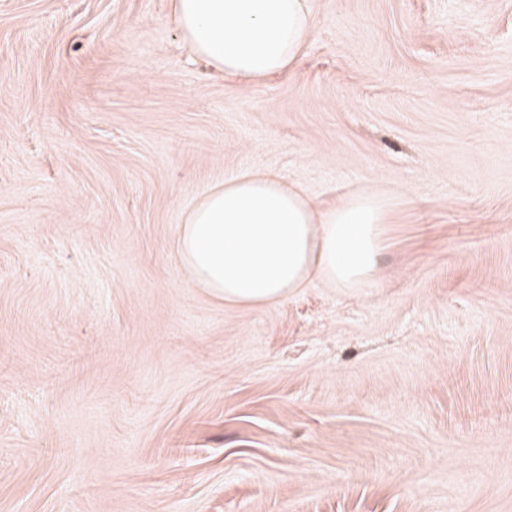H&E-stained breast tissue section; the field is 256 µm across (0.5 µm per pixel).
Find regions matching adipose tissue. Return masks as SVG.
<instances>
[{
  "mask_svg": "<svg viewBox=\"0 0 512 512\" xmlns=\"http://www.w3.org/2000/svg\"><path fill=\"white\" fill-rule=\"evenodd\" d=\"M184 43L213 71L261 81L289 69L314 28L315 0H170ZM389 207L360 193L323 209L272 173L214 184L186 212L171 252L191 287L232 307L274 303L313 280L373 281Z\"/></svg>",
  "mask_w": 512,
  "mask_h": 512,
  "instance_id": "obj_1",
  "label": "adipose tissue"
}]
</instances>
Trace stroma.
Segmentation results:
<instances>
[{"label":"stroma","instance_id":"35a3bbf8","mask_svg":"<svg viewBox=\"0 0 512 512\" xmlns=\"http://www.w3.org/2000/svg\"><path fill=\"white\" fill-rule=\"evenodd\" d=\"M245 171L385 197L375 283L190 287ZM0 512H512V0H317L263 82L170 0H0Z\"/></svg>","mask_w":512,"mask_h":512}]
</instances>
